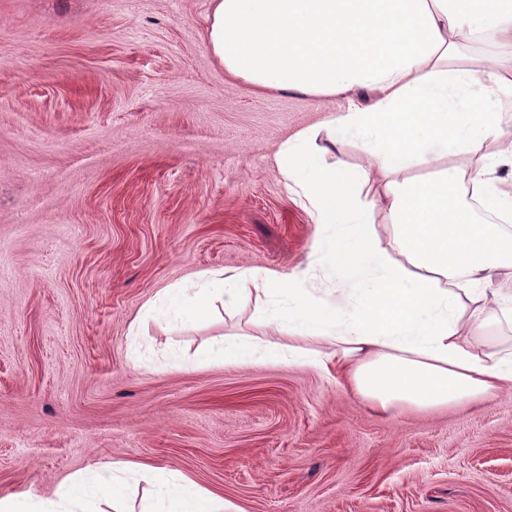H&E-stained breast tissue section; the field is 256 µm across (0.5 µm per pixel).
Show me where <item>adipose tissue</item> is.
<instances>
[{
  "label": "adipose tissue",
  "instance_id": "adipose-tissue-1",
  "mask_svg": "<svg viewBox=\"0 0 512 512\" xmlns=\"http://www.w3.org/2000/svg\"><path fill=\"white\" fill-rule=\"evenodd\" d=\"M512 46V0H211L207 45L225 73L256 89L344 97L326 122L327 143L301 131L277 152L315 223L334 231L323 259L343 286L337 304L306 288L305 273L249 269L198 273L153 315L251 306L287 331L284 346L259 337L224 341V356L342 373L358 397L384 410L444 409L512 391V349L487 344L512 322V227L473 210L512 215L498 173L512 154L482 146L512 120V64L473 60L462 38ZM365 145L372 169L344 163L345 142ZM433 167L430 179L411 176ZM152 481L143 512H224L222 498L182 475L116 461L66 480L56 498H0V512H99L132 478Z\"/></svg>",
  "mask_w": 512,
  "mask_h": 512
}]
</instances>
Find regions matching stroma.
<instances>
[{
    "mask_svg": "<svg viewBox=\"0 0 512 512\" xmlns=\"http://www.w3.org/2000/svg\"><path fill=\"white\" fill-rule=\"evenodd\" d=\"M210 0H0V497L115 460L231 512H512V393L384 413L340 376L174 366L250 312L130 326L205 270H309L281 144L342 101L259 92L207 49Z\"/></svg>",
    "mask_w": 512,
    "mask_h": 512,
    "instance_id": "stroma-1",
    "label": "stroma"
}]
</instances>
